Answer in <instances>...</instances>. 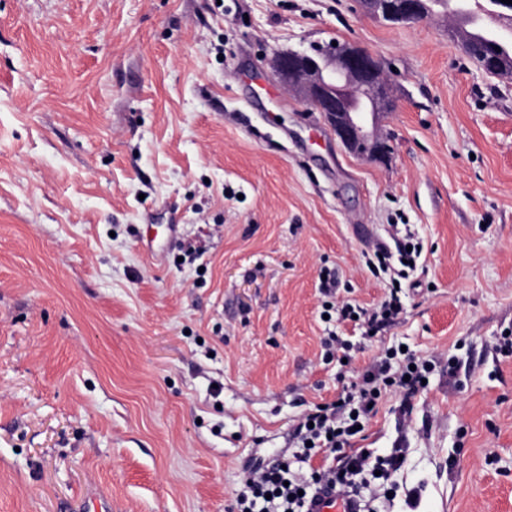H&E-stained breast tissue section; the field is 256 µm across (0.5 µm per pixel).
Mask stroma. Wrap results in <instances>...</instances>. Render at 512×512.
Returning <instances> with one entry per match:
<instances>
[{"instance_id":"obj_1","label":"stroma","mask_w":512,"mask_h":512,"mask_svg":"<svg viewBox=\"0 0 512 512\" xmlns=\"http://www.w3.org/2000/svg\"><path fill=\"white\" fill-rule=\"evenodd\" d=\"M372 53L385 159L283 87L280 52ZM423 245L382 336L323 320L381 301L364 251ZM512 78L436 15L360 0H0V512H230L252 469L380 350L434 361L376 512H512ZM336 334L351 365L323 357Z\"/></svg>"}]
</instances>
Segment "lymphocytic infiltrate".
<instances>
[{
	"instance_id": "f902f5d3",
	"label": "lymphocytic infiltrate",
	"mask_w": 512,
	"mask_h": 512,
	"mask_svg": "<svg viewBox=\"0 0 512 512\" xmlns=\"http://www.w3.org/2000/svg\"><path fill=\"white\" fill-rule=\"evenodd\" d=\"M400 288H391L376 306L365 309L343 305L342 318H357L366 337L381 334L403 312ZM434 369L432 361L409 352L387 348L360 372L349 389L332 403L315 406L306 412L294 431V443L304 460L322 456L320 466L302 474L285 468L282 462L249 475L235 493V512H307V504L325 488L353 493L357 475L379 473L388 479L401 462L399 452L374 455L365 448L353 447L359 428L377 413L382 398L389 393L413 395L423 390V381Z\"/></svg>"
}]
</instances>
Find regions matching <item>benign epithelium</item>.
Returning <instances> with one entry per match:
<instances>
[{"mask_svg":"<svg viewBox=\"0 0 512 512\" xmlns=\"http://www.w3.org/2000/svg\"><path fill=\"white\" fill-rule=\"evenodd\" d=\"M371 15L411 24L429 16L427 0H361ZM280 82L304 104L323 112L345 147L380 157L386 146L367 132V117L390 109L389 83L378 60L347 43L315 45L312 52L277 54Z\"/></svg>","mask_w":512,"mask_h":512,"instance_id":"benign-epithelium-1","label":"benign epithelium"}]
</instances>
